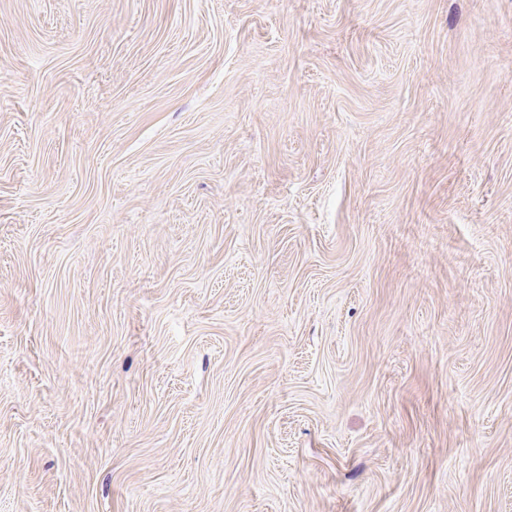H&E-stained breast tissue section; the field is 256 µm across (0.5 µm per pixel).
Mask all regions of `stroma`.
<instances>
[{
  "label": "stroma",
  "mask_w": 512,
  "mask_h": 512,
  "mask_svg": "<svg viewBox=\"0 0 512 512\" xmlns=\"http://www.w3.org/2000/svg\"><path fill=\"white\" fill-rule=\"evenodd\" d=\"M0 512H512V0H0Z\"/></svg>",
  "instance_id": "obj_1"
}]
</instances>
